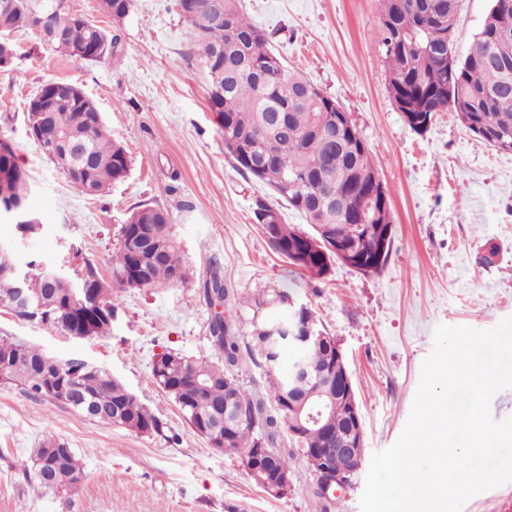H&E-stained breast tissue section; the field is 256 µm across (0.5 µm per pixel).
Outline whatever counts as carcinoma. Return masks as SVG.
I'll use <instances>...</instances> for the list:
<instances>
[{"label":"carcinoma","instance_id":"cac0c4a2","mask_svg":"<svg viewBox=\"0 0 512 512\" xmlns=\"http://www.w3.org/2000/svg\"><path fill=\"white\" fill-rule=\"evenodd\" d=\"M0 7V41L16 30L31 28V8L50 0H12ZM106 14L121 22L133 0H106ZM239 0H180L190 44L205 78L210 110L224 136L226 153L237 169L266 184L277 199L304 215L306 232L293 224H264L262 216L274 210L265 199H255L253 215L270 249L300 268L311 281L326 277L336 254L319 244L340 240L358 249L359 271L378 274L386 266L392 246L381 258L372 255V242L361 224L350 219L360 198L373 191L377 174L370 152L359 133L338 128L333 121L343 108L332 98L307 97L309 81L290 70L268 48L267 35L241 12ZM380 8L379 46L390 74L389 91L397 109L419 123L411 129L423 133L432 125L439 106L460 121L470 116L512 143V15L505 17L492 6L468 54L460 58L453 46L458 0H377ZM225 21L210 23L215 8ZM61 32L39 33L42 40L77 62L101 63L118 48L120 35L89 21L65 4L59 16ZM31 127H40L43 154L65 177H76L89 196L103 195L124 181L130 171L128 152L112 135L95 99L68 81L43 84L27 103ZM68 132L79 142V156L58 146L55 135ZM28 173L19 164L12 144L0 138V205L30 206ZM113 283L101 276L97 265L83 259L80 275L91 292L82 304L69 285L27 263L25 281L0 274V304L8 305L22 287L40 301L42 321L65 334L88 339L112 332V285L138 290L173 288L188 282L190 267L168 210L142 204L118 231ZM210 273L204 296L215 308L231 300L230 290L218 273ZM286 290L255 289L243 296L252 311L251 330L243 333L236 322L214 312L210 333L220 362L209 363L173 350L154 361L157 386L178 406L184 419L211 448L224 447V404H240L256 421L229 430L230 447L240 465L254 448H268L282 470H291L294 453L280 447L281 434L295 428L294 412L286 404L292 396L305 398L317 388L319 375L334 361L336 348L318 347L301 358L312 380L298 388L288 383L287 350L272 345L264 329L288 318ZM263 370L267 391L249 390L238 381L246 362ZM55 374L71 383L75 401L92 409L89 419L141 435L163 433V423L137 397L106 370L74 360L46 356L36 347L10 336H0V383L15 384L29 395L50 399L45 376ZM298 445L325 448L326 435L309 425L297 437ZM30 482L44 490L69 491L75 478L85 479L83 463L63 440L47 436L22 464Z\"/></svg>","mask_w":512,"mask_h":512}]
</instances>
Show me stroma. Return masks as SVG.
I'll return each instance as SVG.
<instances>
[{"mask_svg":"<svg viewBox=\"0 0 512 512\" xmlns=\"http://www.w3.org/2000/svg\"><path fill=\"white\" fill-rule=\"evenodd\" d=\"M288 66L348 112L389 190L394 242L380 274L336 265L308 281L274 254L252 208L268 187L235 167L190 54L179 0H134L118 26L121 43L106 63L76 62L34 32L14 33L17 57L0 71V137L31 180L40 234L0 223V245L20 262L80 267L111 277L117 233L130 211L167 208L193 273L186 285L114 289L112 333L65 335L0 305V336L61 360L105 369L164 424L158 436L101 425L66 407L0 383V512H360L367 467L325 501L302 459L282 498L260 489L238 456L209 448L154 383L156 355L174 350L217 361L208 332L213 313L198 281L219 264L237 292L289 288L339 344L364 429V456L392 446L410 415L437 325L491 330L512 317V151L487 145L450 112L417 134L389 93L377 47L376 0H241ZM490 0H460L454 48L465 55ZM66 80L94 97L131 170L104 195L83 194L30 136L25 102L42 84ZM493 264H479L486 248ZM67 442L84 463L78 492H40L21 464L46 435Z\"/></svg>","mask_w":512,"mask_h":512,"instance_id":"stroma-1","label":"stroma"}]
</instances>
